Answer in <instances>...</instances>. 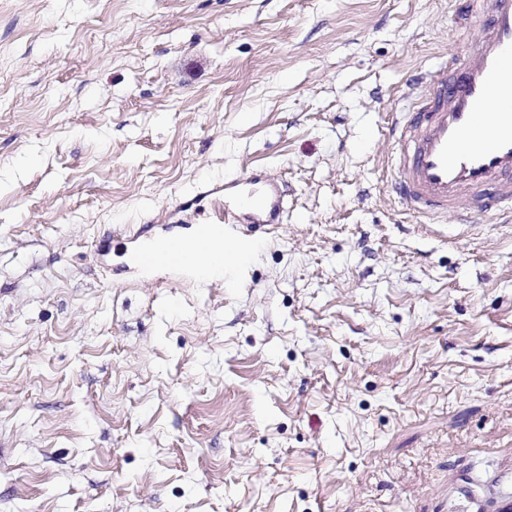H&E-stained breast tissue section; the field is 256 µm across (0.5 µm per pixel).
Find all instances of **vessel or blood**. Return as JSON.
Here are the masks:
<instances>
[{"mask_svg":"<svg viewBox=\"0 0 512 512\" xmlns=\"http://www.w3.org/2000/svg\"><path fill=\"white\" fill-rule=\"evenodd\" d=\"M461 20H481L482 36L461 58L427 70L429 90L410 100L392 127L400 174L387 190L410 215L464 217L489 213L512 223V0H458ZM496 112H487L489 103ZM241 206L221 197L210 202L208 221L196 239H174L141 252L145 269L168 268L191 242H221L232 224L281 223L285 213L278 182L253 173L235 182Z\"/></svg>","mask_w":512,"mask_h":512,"instance_id":"vessel-or-blood-1","label":"vessel or blood"}]
</instances>
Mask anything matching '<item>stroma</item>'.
<instances>
[{
  "mask_svg": "<svg viewBox=\"0 0 512 512\" xmlns=\"http://www.w3.org/2000/svg\"><path fill=\"white\" fill-rule=\"evenodd\" d=\"M455 0H0V512H499L512 228L386 193ZM233 285L132 266L246 173ZM108 254L93 255L103 235Z\"/></svg>",
  "mask_w": 512,
  "mask_h": 512,
  "instance_id": "stroma-1",
  "label": "stroma"
}]
</instances>
